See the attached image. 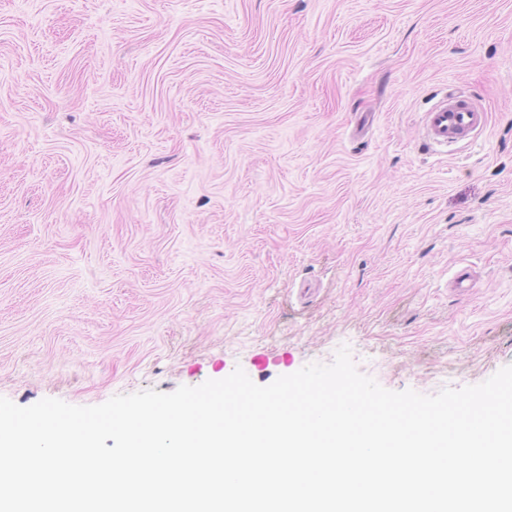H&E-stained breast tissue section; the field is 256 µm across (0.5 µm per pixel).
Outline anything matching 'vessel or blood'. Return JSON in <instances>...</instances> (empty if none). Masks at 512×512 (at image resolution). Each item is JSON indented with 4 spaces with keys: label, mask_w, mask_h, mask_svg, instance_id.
<instances>
[{
    "label": "vessel or blood",
    "mask_w": 512,
    "mask_h": 512,
    "mask_svg": "<svg viewBox=\"0 0 512 512\" xmlns=\"http://www.w3.org/2000/svg\"><path fill=\"white\" fill-rule=\"evenodd\" d=\"M486 122V113L471 106L460 94L446 96L422 115L427 145L446 153L472 139L476 132L483 130Z\"/></svg>",
    "instance_id": "b4317fda"
}]
</instances>
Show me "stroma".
<instances>
[{
  "instance_id": "35a3bbf8",
  "label": "stroma",
  "mask_w": 512,
  "mask_h": 512,
  "mask_svg": "<svg viewBox=\"0 0 512 512\" xmlns=\"http://www.w3.org/2000/svg\"><path fill=\"white\" fill-rule=\"evenodd\" d=\"M344 344L391 391L512 365V0H0V397ZM487 114L471 106L464 95H447L422 115L424 138L434 151L452 152V147L469 141L482 131Z\"/></svg>"
}]
</instances>
